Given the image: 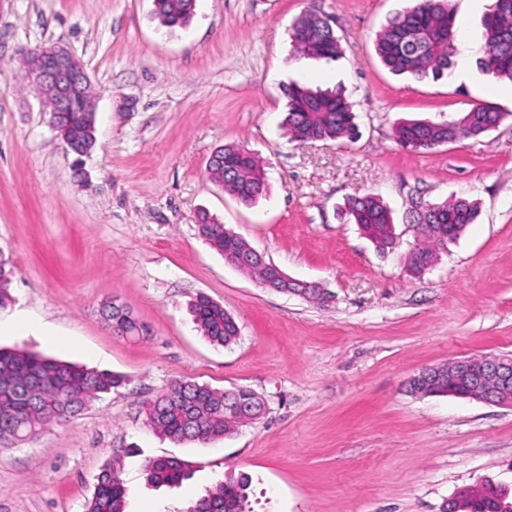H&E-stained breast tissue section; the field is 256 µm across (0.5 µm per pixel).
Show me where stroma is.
I'll list each match as a JSON object with an SVG mask.
<instances>
[{"label": "stroma", "mask_w": 512, "mask_h": 512, "mask_svg": "<svg viewBox=\"0 0 512 512\" xmlns=\"http://www.w3.org/2000/svg\"><path fill=\"white\" fill-rule=\"evenodd\" d=\"M411 0H196L182 28L163 27L153 0H0V263L13 301L55 329L21 330L26 348L119 373L126 386L78 416L0 449V512H84L96 478L116 467L124 512H185L225 474L251 480L254 512H442L454 492L493 481L512 492V405L415 395L422 368L512 356V84L478 61L493 0H452L448 78L395 76L375 37ZM331 20L333 60L296 56L302 11ZM65 44L88 72L97 148L75 172L25 78L21 49ZM342 89L360 135L351 143L290 141V84ZM494 106L498 127L427 152L403 149L400 118L448 121ZM244 145L268 190L241 204L207 180L212 153ZM373 193L391 210L396 245L378 252L344 214ZM477 201L479 216L420 276L407 259L424 242L413 201ZM207 212L328 303L264 287L201 237ZM223 304L240 329L223 348L187 310L197 294ZM124 305L148 328L114 335L102 315ZM250 387L263 418L207 444L151 430L144 406L171 383ZM175 457L180 485L152 486L145 460Z\"/></svg>", "instance_id": "stroma-1"}]
</instances>
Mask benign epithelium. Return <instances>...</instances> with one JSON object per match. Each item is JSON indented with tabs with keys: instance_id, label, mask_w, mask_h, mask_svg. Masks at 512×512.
<instances>
[{
	"instance_id": "7a95c632",
	"label": "benign epithelium",
	"mask_w": 512,
	"mask_h": 512,
	"mask_svg": "<svg viewBox=\"0 0 512 512\" xmlns=\"http://www.w3.org/2000/svg\"><path fill=\"white\" fill-rule=\"evenodd\" d=\"M41 70L39 76L31 80V86L49 111L57 112L67 106L90 85L89 76L73 56L69 48L61 43L38 46ZM468 377L472 392L489 403L512 402V357L482 356L462 358L452 362L448 373L430 371L411 378L419 386L429 388L443 383V380L455 381L459 376Z\"/></svg>"
}]
</instances>
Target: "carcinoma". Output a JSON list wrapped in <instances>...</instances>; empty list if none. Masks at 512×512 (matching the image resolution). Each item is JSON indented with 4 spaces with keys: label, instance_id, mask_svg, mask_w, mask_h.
Segmentation results:
<instances>
[{
    "label": "carcinoma",
    "instance_id": "1",
    "mask_svg": "<svg viewBox=\"0 0 512 512\" xmlns=\"http://www.w3.org/2000/svg\"><path fill=\"white\" fill-rule=\"evenodd\" d=\"M154 16L167 28L182 27L194 15L196 0H153ZM450 0H416V3L389 18L376 34L375 49L382 64L397 76L417 80H439L448 75L454 56L455 28ZM485 42L479 60L481 69L493 79L512 83V0H494L484 18ZM291 39L301 56L332 59L341 50L327 17L315 11L302 13L291 29ZM287 99L285 125L291 139L301 143L348 141L358 136L352 106L339 91L313 90L297 84L283 88ZM87 88L75 101L74 111L51 117L57 137L74 154L94 149L95 113ZM496 108L480 105L463 114L453 124L426 120H402L394 133L401 147L428 151L464 139H476L499 124ZM222 163H208L206 176L212 183L232 192L244 205H251L265 189V174L254 155L240 144H227L215 151ZM413 223L433 224L435 233L425 237L420 259L410 257L409 270L423 274L419 260L432 259L440 249L456 242L468 225L475 223L479 207L465 198L454 197L430 203L422 211H411ZM345 215L358 224L380 252L395 245L393 222L379 197L366 194L345 203ZM199 232L224 257L238 262L240 269L259 279L268 277V268L251 251V246L221 222L203 216ZM325 303L326 292L318 287L297 284L283 289ZM190 312L202 335L215 346L227 347L239 338V328L224 306L198 294ZM103 315L121 337L140 336L144 326L122 305L109 301ZM122 375L90 370L58 361L37 352L0 348V447L11 448L41 434L54 424H65L84 411L101 393L122 387ZM262 400L247 387L217 391L195 381H178L150 400L145 408L148 425L174 442L206 443L236 433L244 426ZM150 481L175 485L188 477L187 464L174 457L145 462ZM249 479L228 475L217 489L199 498L187 512H250ZM127 489L106 467L97 477L95 491L85 512H124ZM465 512H512V497L498 485L487 482L465 500Z\"/></svg>",
    "mask_w": 512,
    "mask_h": 512
}]
</instances>
